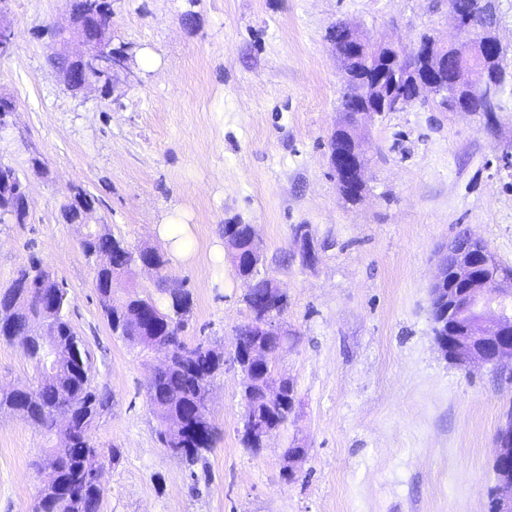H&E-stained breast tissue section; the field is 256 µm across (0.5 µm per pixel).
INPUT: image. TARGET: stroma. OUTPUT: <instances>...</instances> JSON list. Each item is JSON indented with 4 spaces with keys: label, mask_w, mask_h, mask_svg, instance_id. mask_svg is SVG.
I'll return each mask as SVG.
<instances>
[{
    "label": "stroma",
    "mask_w": 512,
    "mask_h": 512,
    "mask_svg": "<svg viewBox=\"0 0 512 512\" xmlns=\"http://www.w3.org/2000/svg\"><path fill=\"white\" fill-rule=\"evenodd\" d=\"M112 43L132 49L119 101L70 91L49 56L71 0H6L13 34L0 58V96L15 111L0 161L28 179L29 215L0 224V287L40 259L68 285L70 320L112 406L92 438L103 449L100 512H488L494 435L512 405V368L460 369L439 354L430 285L460 227L512 265V0H494L507 77L496 120L414 103L365 131L364 190L340 193L329 142L345 91L329 38L357 21L377 39L416 46L422 34L458 41L448 0H111ZM43 162L33 171L32 155ZM95 198V221L132 250L157 249L162 273L133 267L113 285L163 300L184 284L187 343L222 348L211 385L214 448L195 465L158 441L164 424L146 387L164 354L112 334L78 226L61 205L70 184ZM178 215L187 261L156 232ZM253 225L262 273L288 297V345L276 374L296 404L260 452L244 448L245 405L234 362L249 318L224 248V227ZM318 252L302 263L295 225ZM18 346L0 341V386L35 384ZM56 437L0 412V512H33V464ZM305 459L295 480L284 454Z\"/></svg>",
    "instance_id": "35a3bbf8"
}]
</instances>
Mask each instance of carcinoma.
I'll return each mask as SVG.
<instances>
[{
	"mask_svg": "<svg viewBox=\"0 0 512 512\" xmlns=\"http://www.w3.org/2000/svg\"><path fill=\"white\" fill-rule=\"evenodd\" d=\"M455 12L465 15L481 14L493 10L492 0H452ZM77 13L94 15L93 31L112 29V5L107 0H73ZM382 63L375 50L368 49L361 57L341 58L343 80L352 84L362 76L367 58ZM98 253L112 256L117 262L130 263L134 253L120 240L109 234L100 235L87 243ZM236 277L245 287L244 301L250 303L267 288L268 277L256 270L252 273L234 269ZM168 295L167 306L161 307L151 297L135 293L124 299L100 303L102 314L111 331L133 345L165 347L171 354V363L158 370L147 386V399L168 424L174 418L182 421L177 435L160 432L165 448L180 449V458L189 462L210 451L215 443L216 427L206 408V396L215 376L224 366V352L198 343L189 345L184 331L191 311L190 292L179 286L164 288ZM69 299L64 288L58 289L54 302L42 301L37 293L30 297L19 295L15 282L0 289V339L18 341L24 357L39 375L35 388L27 386L8 390L0 388V408L6 407L22 414L38 430L49 432L62 419V443L48 449L45 465L38 475L57 486L58 491L44 504L41 512H99L102 490L78 482V476L97 462L99 449L90 438L96 418L112 403V393L107 386L95 385L92 379L90 352L78 340L68 317ZM40 313L49 322L55 336L52 340L58 349L56 372L44 376L43 355L35 341L28 336L32 313ZM254 341L249 326L235 330V359L243 362L238 347H247ZM283 350L280 339H268L269 363H252L244 375L242 385L250 386L246 398L243 422L260 426L264 423L282 425L292 413L288 402L267 400L261 390L262 381L273 374V361Z\"/></svg>",
	"mask_w": 512,
	"mask_h": 512,
	"instance_id": "obj_1",
	"label": "carcinoma"
}]
</instances>
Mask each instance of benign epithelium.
I'll return each instance as SVG.
<instances>
[{
  "label": "benign epithelium",
  "instance_id": "benign-epithelium-1",
  "mask_svg": "<svg viewBox=\"0 0 512 512\" xmlns=\"http://www.w3.org/2000/svg\"><path fill=\"white\" fill-rule=\"evenodd\" d=\"M450 23L461 39L451 44H430L415 46L407 50L391 40L377 41L371 38L360 26L351 23L341 25L340 41L351 54L359 53L369 44L379 51L396 48L403 51L405 62L397 79L385 85L380 81L367 79L351 86L347 92L348 104L343 107L342 118L337 129L345 133L349 148L343 151H330L332 169L344 176L358 180L363 178L364 153L358 132L371 125L385 112H398L405 106L422 99V93L408 95L398 89L405 81L422 77L421 88L433 95L432 104L441 112L448 110V84L441 81L438 72L448 67V56L459 59L454 75L455 90H464L475 98L479 106L472 108L458 104L459 112H481L487 120L493 119L496 99L504 84L503 79L493 71L472 70L467 60L471 57L480 62H495L502 58L503 49L493 35V24L485 18L460 17L451 15ZM64 35L63 44L77 35L82 42V50L73 60L78 69L84 70L89 61V48L93 45L86 34V19L74 14L67 25L60 27ZM99 64L112 73L119 83L124 84L132 77L129 56L124 51L103 56ZM93 205L82 208L79 225L83 228L81 241H86L91 233H103L97 224L90 223ZM233 225H224V247L228 249L231 261L239 264L242 249L233 236ZM301 242V256L305 264L317 262V253L312 244L308 229L304 228L297 236ZM493 253L481 240L466 232V242L451 243L439 260V267L430 288L431 303L441 309L442 314L431 315L436 344L446 360L467 370L476 364L501 365L512 362V272H497L491 277H478L474 269L480 264L492 261ZM461 283L463 287L455 288ZM36 325L34 335L41 337L46 346L45 356L56 359L55 347L50 336L53 331L34 315ZM250 321L254 329L266 336H285L287 331L269 315L268 310L251 307ZM495 481L493 496L495 512H512V415H508L495 434V454L493 460Z\"/></svg>",
  "mask_w": 512,
  "mask_h": 512
}]
</instances>
